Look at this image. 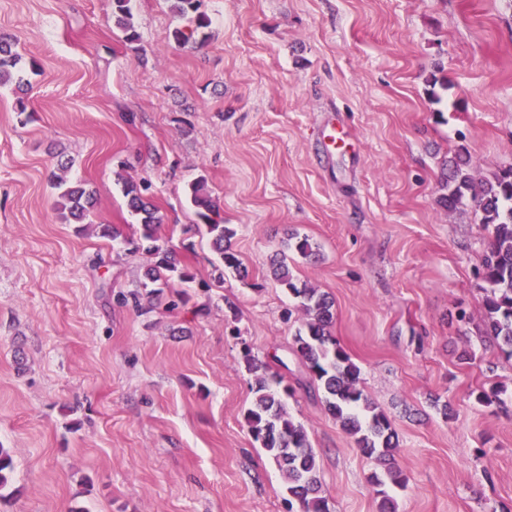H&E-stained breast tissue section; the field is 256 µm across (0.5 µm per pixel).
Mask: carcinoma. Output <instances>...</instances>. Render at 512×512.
<instances>
[{
	"label": "carcinoma",
	"mask_w": 512,
	"mask_h": 512,
	"mask_svg": "<svg viewBox=\"0 0 512 512\" xmlns=\"http://www.w3.org/2000/svg\"><path fill=\"white\" fill-rule=\"evenodd\" d=\"M132 0H113L112 16L115 24L125 33V40L133 43L139 35L132 22ZM172 12L190 23V28L177 27L172 32L174 41L186 45L194 34L210 25L208 15L201 11L202 0H170ZM22 56L15 49L14 39L0 35V88L9 84L18 91L26 85L21 76ZM445 181L448 193L438 203L454 212L471 205L479 215V223L488 230L486 256L483 264L482 287L484 295V333L501 340L508 356L512 357V167L493 172L488 177H478L469 155L458 151L445 164ZM55 186L60 190L57 205L65 221L84 222L96 201V191L87 184L70 182L55 175ZM150 185L135 181L123 182L122 191L129 208L139 217L141 227L137 246L149 257L145 271V294H134V306L143 314L153 310L152 300L165 288L190 283L195 276L182 263L171 246L159 243L157 229L162 217L152 197ZM188 197L198 209L200 224L183 229V233H206L210 238L218 262L212 264V279L224 282V269H234L241 275L247 271L231 251L235 231L219 218V208L211 199L207 179L199 176L188 184ZM293 248L302 257L315 260L318 250L306 237L288 235ZM275 279L298 299L297 311L304 318L302 328L294 335V349L307 368L311 378L324 394L325 409L354 437L361 453L383 467L384 474L372 472L368 484L380 496V512H396L393 498L384 489L387 484L403 487L407 477L397 465V441L387 415L380 410L360 387V368L348 353L331 336L334 321L333 299L316 288L298 286L285 260H280L273 270ZM250 372L256 373L252 386L254 400L245 413V421L253 439L260 443L268 457L278 466L287 484L290 499L297 503V510L288 512H328L326 498L321 496V479L316 455L309 441L306 428L288 413L285 397L291 389L282 385L283 378L257 374L259 365L254 357L245 354Z\"/></svg>",
	"instance_id": "1"
}]
</instances>
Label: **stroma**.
Wrapping results in <instances>:
<instances>
[{
  "label": "stroma",
  "mask_w": 512,
  "mask_h": 512,
  "mask_svg": "<svg viewBox=\"0 0 512 512\" xmlns=\"http://www.w3.org/2000/svg\"><path fill=\"white\" fill-rule=\"evenodd\" d=\"M203 46L172 38L169 0H0V33L34 69L0 89V512H288L281 471L244 420L245 355L293 388L329 512H379L376 470L293 352L300 316L274 281L335 301L331 334L388 416L408 477L396 512H512V358L481 335L487 233L437 200L458 146L512 166V0H204ZM347 128L324 145L327 123ZM89 183L82 224L51 174ZM205 176L249 271L210 285L187 185ZM148 180L161 235L190 262L186 301L142 315L147 258L124 180ZM118 238L103 236L102 226ZM308 237L311 263L285 249ZM470 318L460 326L459 314ZM473 349L474 360L458 354ZM502 388L501 404L476 402ZM131 2L132 0H113L112 3V16L115 18V24L125 33V40L129 43L136 42L139 38L132 22Z\"/></svg>",
  "instance_id": "35a3bbf8"
}]
</instances>
